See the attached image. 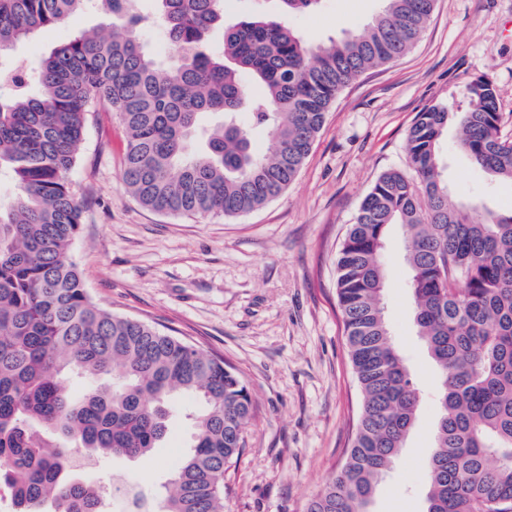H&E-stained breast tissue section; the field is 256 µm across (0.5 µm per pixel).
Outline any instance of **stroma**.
I'll use <instances>...</instances> for the list:
<instances>
[{"instance_id": "1", "label": "stroma", "mask_w": 512, "mask_h": 512, "mask_svg": "<svg viewBox=\"0 0 512 512\" xmlns=\"http://www.w3.org/2000/svg\"><path fill=\"white\" fill-rule=\"evenodd\" d=\"M383 0H320L288 23L319 43L362 30ZM85 13L48 27L7 53L37 66L75 33L108 26ZM489 79L502 132L512 138V0H435L426 28L400 59L344 88L295 181L247 215L185 217L143 207L123 186L126 139L119 114L95 104L69 173L81 205L71 247L100 307L151 324L232 363L255 405L246 448L224 474V512H304L341 469L357 423L360 390L336 293V259L377 178L409 167L407 135L417 112H458L467 86ZM455 202L512 207V183L472 165L448 130L440 145ZM406 233L389 227L383 263L385 316L421 390L416 425L379 482L372 512H424L438 416L439 375L413 323L404 261ZM191 399L170 408L159 448L136 459H100L101 486L123 478L156 494L187 453Z\"/></svg>"}]
</instances>
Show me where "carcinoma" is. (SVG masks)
Returning a JSON list of instances; mask_svg holds the SVG:
<instances>
[{
    "label": "carcinoma",
    "mask_w": 512,
    "mask_h": 512,
    "mask_svg": "<svg viewBox=\"0 0 512 512\" xmlns=\"http://www.w3.org/2000/svg\"><path fill=\"white\" fill-rule=\"evenodd\" d=\"M139 0H0V54L92 9L116 32L84 30L33 71L0 62V485L13 512H105L77 460L148 455L167 435L172 402H200L192 444L162 501L147 512H224V466L242 454L253 414L239 372L200 347L97 306L69 250L80 204L66 181L87 115L103 102L126 130L122 182L147 209L240 217L297 177L340 92L404 56L434 0H383L358 33L312 43L275 16L224 24V0H155L171 48L155 59ZM285 14L320 0H279ZM262 87L249 93L242 76ZM249 123H239L240 113ZM473 165L512 181V139L498 91L468 85V106L416 113L412 174L382 173L338 254L337 296L362 402L345 462L305 512H371L379 480L415 426L420 391L384 316L388 226L405 227L414 325L439 370L426 512H512V209L474 214L448 196L438 144L448 123ZM273 148L252 150L250 128ZM91 381L79 398L63 378Z\"/></svg>",
    "instance_id": "cac0c4a2"
}]
</instances>
